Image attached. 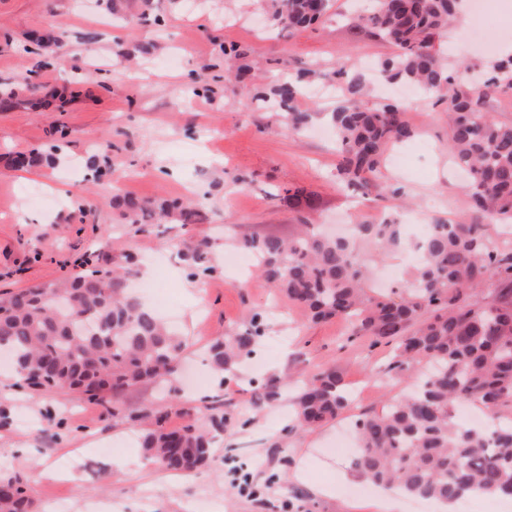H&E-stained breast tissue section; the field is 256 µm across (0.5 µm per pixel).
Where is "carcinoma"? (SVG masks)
Here are the masks:
<instances>
[{"instance_id": "obj_1", "label": "carcinoma", "mask_w": 512, "mask_h": 512, "mask_svg": "<svg viewBox=\"0 0 512 512\" xmlns=\"http://www.w3.org/2000/svg\"><path fill=\"white\" fill-rule=\"evenodd\" d=\"M125 18L131 0H97ZM458 0H372L369 12L353 18L355 27L394 48L380 61L378 75L388 83L416 87L448 112V147L455 165L470 178L469 221L436 220L419 245L422 260L400 291L368 286L374 255L407 248L402 225L360 224L351 239L324 234L302 223L291 237L252 234L240 245L258 261L270 287L284 293L313 322L343 318L347 340L370 336L393 349L388 375H422L415 390L389 398L382 410L355 422L359 451L356 471L381 488L398 485L415 497L453 504L476 492L512 495V245L487 232V223L512 224V122L488 111L491 94L512 90V56L491 65L481 82H464L445 63L436 37L448 26ZM333 0H268V27L297 32L331 17ZM343 84V98L331 112H305L298 99L313 81ZM40 86L0 88V109L38 108ZM368 85L356 69L339 65L325 72L298 70L272 85L254 88L253 100L271 106L285 127L299 133L319 117L336 133L342 161L337 176L348 189L365 194L379 173L388 147L414 135L401 105L371 106ZM301 214L311 198L299 187L277 194ZM131 227L155 215L147 205L112 198ZM161 212L190 224L197 210L169 204ZM209 242L185 247L192 275L211 271ZM260 313L249 327L214 341L208 351L214 370L230 373L248 357L264 334ZM184 338L129 292L126 276L89 260L73 277L33 286L20 297L0 294V350L7 351L18 379H48L42 392L77 391L85 399L112 404V416L128 423L147 421L142 438L145 459L171 473L193 472L215 456L228 412L209 408L203 425L166 427L168 407L124 413L116 397L130 387L173 385ZM286 382L271 378L260 399L278 400ZM350 394L333 367L307 376L296 389L292 427L310 431L339 418ZM461 403L481 406L495 424L464 427L453 420ZM0 512H30L33 502L20 478L0 477Z\"/></svg>"}]
</instances>
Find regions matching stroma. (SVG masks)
I'll use <instances>...</instances> for the list:
<instances>
[{"mask_svg":"<svg viewBox=\"0 0 512 512\" xmlns=\"http://www.w3.org/2000/svg\"><path fill=\"white\" fill-rule=\"evenodd\" d=\"M164 29L139 27L130 38L94 0H0V84L23 82L29 70L51 89L68 85L76 99L65 111H0V291L19 292L79 272L83 257L105 267L139 260L132 281L150 275L188 348L176 398L152 386L122 396L131 410L149 402L170 404L168 426L202 419L211 397L226 400L224 444L212 465L193 476L148 468L141 428L113 418L96 403L69 391L39 394L0 388V470L19 473L37 512H358L379 489L352 468L353 449H336L338 432L361 415L381 410L407 391L405 376H386L389 348L370 338L347 342L345 320L313 325L300 307L253 275L240 239L253 232L286 235L300 219L345 233L352 224L390 217L406 224L433 218L458 221L467 214V178L448 150L443 105L410 100L406 119L415 131L403 144L400 165L383 163L368 195L344 188L336 176L340 157L333 138L283 129L277 115L257 108L251 79L225 78L223 46L250 49L268 80L303 67L375 64L389 44L367 38L345 21L327 20L288 35L262 26L263 0H151ZM62 31L47 58L22 56L31 31ZM125 49L131 63L115 52ZM67 133L53 166L11 168L9 159L42 147L54 128ZM108 138L107 177L89 165L94 142ZM301 186L314 206L305 217L275 195ZM209 197L198 223L155 220L133 230L112 197L140 202L187 199L188 188ZM209 240L212 271L200 297L189 296L184 243ZM278 316H268L269 308ZM266 313V331L253 360L217 376L208 344ZM335 366L353 401L342 420L274 448L291 414V398L259 404L254 386L272 376L296 381ZM30 448L27 457L15 449ZM246 463L258 495L240 493L232 461Z\"/></svg>","mask_w":512,"mask_h":512,"instance_id":"obj_1","label":"stroma"}]
</instances>
